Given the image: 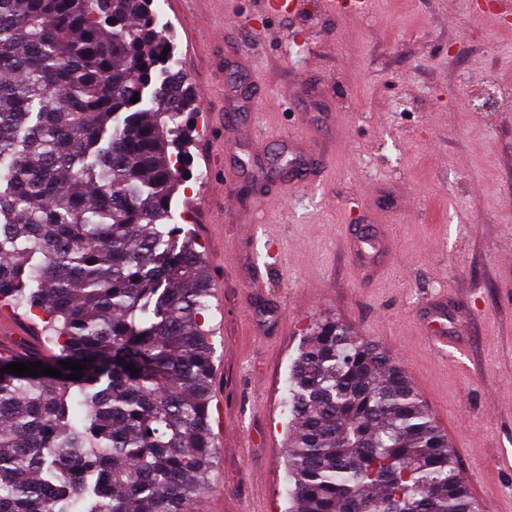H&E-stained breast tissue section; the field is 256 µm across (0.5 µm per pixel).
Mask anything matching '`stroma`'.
<instances>
[{
	"label": "stroma",
	"instance_id": "stroma-1",
	"mask_svg": "<svg viewBox=\"0 0 512 512\" xmlns=\"http://www.w3.org/2000/svg\"><path fill=\"white\" fill-rule=\"evenodd\" d=\"M271 14L262 0H152L190 90L189 177L171 202L208 278L212 399L242 420L215 436L204 512H260L271 478L288 512L286 380L309 324L331 317L378 342L405 371L485 512H512V0H366L328 15L321 0ZM237 52L247 67L226 63ZM256 109L226 124L244 74ZM264 133L265 150L253 136ZM302 136L322 180L255 216V185ZM388 225L392 252L357 270L345 228ZM447 293L462 350L421 321Z\"/></svg>",
	"mask_w": 512,
	"mask_h": 512
}]
</instances>
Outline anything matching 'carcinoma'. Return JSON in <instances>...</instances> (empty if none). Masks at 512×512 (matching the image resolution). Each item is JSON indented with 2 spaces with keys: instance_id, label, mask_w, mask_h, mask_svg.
<instances>
[{
  "instance_id": "1",
  "label": "carcinoma",
  "mask_w": 512,
  "mask_h": 512,
  "mask_svg": "<svg viewBox=\"0 0 512 512\" xmlns=\"http://www.w3.org/2000/svg\"><path fill=\"white\" fill-rule=\"evenodd\" d=\"M166 47L150 0H0V306L40 331L0 368L62 372L0 373V512H189L208 488L210 290L168 224L190 94ZM286 406L290 512H481L409 377L344 324L309 325Z\"/></svg>"
}]
</instances>
